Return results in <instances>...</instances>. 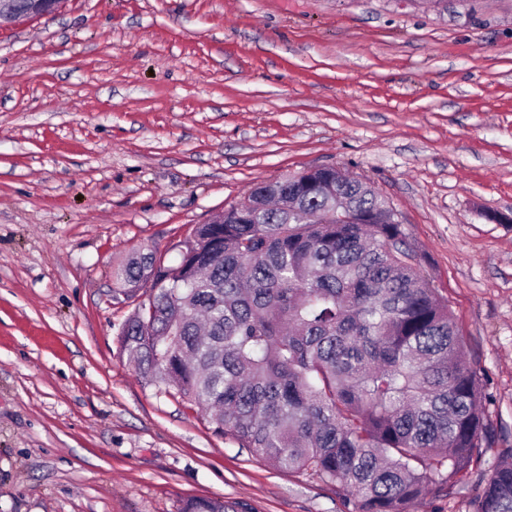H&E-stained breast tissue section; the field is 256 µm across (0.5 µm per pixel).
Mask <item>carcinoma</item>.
<instances>
[{
	"label": "carcinoma",
	"mask_w": 512,
	"mask_h": 512,
	"mask_svg": "<svg viewBox=\"0 0 512 512\" xmlns=\"http://www.w3.org/2000/svg\"><path fill=\"white\" fill-rule=\"evenodd\" d=\"M154 253L115 271L137 296ZM120 331L146 383L208 413L271 467L313 471L353 512H416L495 430L448 302L388 202L333 166L252 186L194 229ZM181 512H235L222 497ZM476 512H512V449Z\"/></svg>",
	"instance_id": "carcinoma-1"
}]
</instances>
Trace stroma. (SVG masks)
Returning <instances> with one entry per match:
<instances>
[{"instance_id": "1", "label": "stroma", "mask_w": 512, "mask_h": 512, "mask_svg": "<svg viewBox=\"0 0 512 512\" xmlns=\"http://www.w3.org/2000/svg\"><path fill=\"white\" fill-rule=\"evenodd\" d=\"M332 165L397 211L512 448V0H62L0 29V512H351L145 384L133 251L180 260L255 183ZM153 268L154 273L163 270L164 260L157 257L154 262V253L152 252L134 253L115 271L116 294L123 295L127 299L136 297L137 293L142 289L139 286L146 280ZM234 507L224 502V498H192L180 512H235Z\"/></svg>"}]
</instances>
